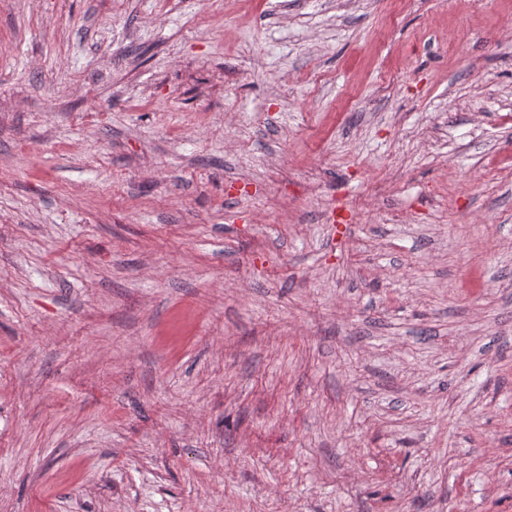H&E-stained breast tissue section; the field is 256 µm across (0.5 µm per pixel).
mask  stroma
Masks as SVG:
<instances>
[{"mask_svg":"<svg viewBox=\"0 0 512 512\" xmlns=\"http://www.w3.org/2000/svg\"><path fill=\"white\" fill-rule=\"evenodd\" d=\"M0 512H512V0H0Z\"/></svg>","mask_w":512,"mask_h":512,"instance_id":"35a3bbf8","label":"stroma"}]
</instances>
